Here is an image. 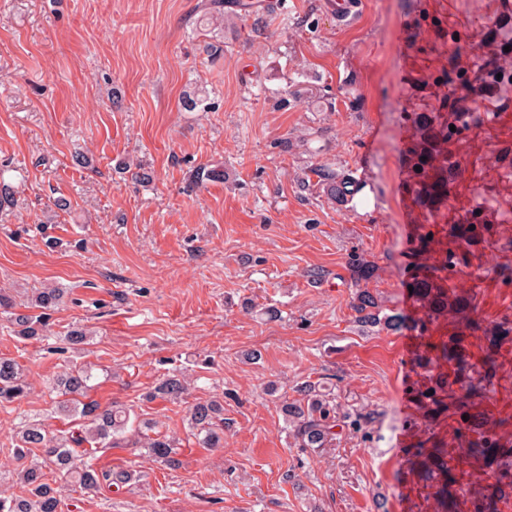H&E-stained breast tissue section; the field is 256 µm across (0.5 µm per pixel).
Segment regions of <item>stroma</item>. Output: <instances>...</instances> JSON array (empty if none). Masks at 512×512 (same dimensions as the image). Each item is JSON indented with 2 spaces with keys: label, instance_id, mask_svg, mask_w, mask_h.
<instances>
[{
  "label": "stroma",
  "instance_id": "1",
  "mask_svg": "<svg viewBox=\"0 0 512 512\" xmlns=\"http://www.w3.org/2000/svg\"><path fill=\"white\" fill-rule=\"evenodd\" d=\"M203 0H0V289L27 310L32 292L58 287L66 305L50 334L89 330L64 357L16 338L0 312V353L28 368L31 391L0 404V470L13 454L20 416L63 430L47 380L65 363L99 376L90 397L118 403L178 439L170 469L147 449H97L92 462L128 470L134 482L68 495L63 512H433L409 450L427 440L456 446L457 423L427 420L416 399L429 371L419 354L452 333L354 321L346 262L373 263L368 288L388 309L418 317L407 255L433 232L442 263L450 222L491 225L464 250L453 284L474 296L472 319L512 318V71L500 20L512 0H360L337 21L328 0H287L288 23L263 33L225 13L213 31ZM319 18L315 31L302 25ZM223 42L208 56L206 46ZM452 64L454 90L432 83ZM500 80L479 77L483 64ZM303 98L281 109L288 86ZM336 95L328 109L320 87ZM204 95L203 104L187 99ZM454 96L449 148L458 160L437 211L402 197L410 118ZM288 139L280 151L275 143ZM84 154L87 166L73 158ZM229 178L198 184L201 166ZM150 171L136 181L134 167ZM347 172L362 188L338 205L306 186L311 168ZM277 309L278 317L267 314ZM257 353L250 361L248 353ZM482 408L512 437V340ZM190 386L181 399L153 397L171 368ZM333 383L348 411L373 413L369 434L341 431L334 449L297 448L280 411L300 383ZM276 395H269V387ZM224 404V445L200 447L188 428L199 401Z\"/></svg>",
  "mask_w": 512,
  "mask_h": 512
}]
</instances>
